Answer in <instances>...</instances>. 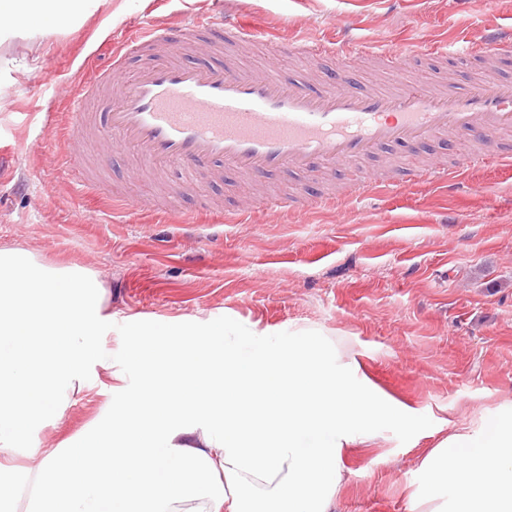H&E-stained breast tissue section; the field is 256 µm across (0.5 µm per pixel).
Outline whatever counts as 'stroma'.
<instances>
[{
	"label": "stroma",
	"mask_w": 512,
	"mask_h": 512,
	"mask_svg": "<svg viewBox=\"0 0 512 512\" xmlns=\"http://www.w3.org/2000/svg\"><path fill=\"white\" fill-rule=\"evenodd\" d=\"M228 15L246 14L289 38L322 36L348 22L358 38L434 40L512 25V0H223ZM106 14L94 0L63 33L31 23L26 38L0 35V130L22 145L0 163V248L20 247L51 265L96 272L106 287L104 313L114 330L135 321L206 323L221 316L254 334L301 326L343 337L381 390L416 411L418 424L476 421L512 405V169L468 173L448 190L415 185L396 198L356 203L338 189L334 170L310 191H336L318 212L258 213L252 224H169L155 205L180 210L201 196L221 211L292 175L259 181L225 175L213 181L174 168L163 179L143 175L130 157L108 151L90 133L79 152L92 183L72 184L58 165L71 147L63 129L65 90L93 78L90 55L144 15L174 23L207 12L212 0H112ZM54 118L56 131L45 128ZM138 197L139 209L112 212L108 193ZM459 223H447L449 212ZM115 379L95 368L58 421L39 425L27 452L7 464L14 479L35 469L64 440L81 441L103 413ZM432 445L411 444L396 431L355 449L336 512H408L421 488L420 461Z\"/></svg>",
	"instance_id": "obj_1"
}]
</instances>
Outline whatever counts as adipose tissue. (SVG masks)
Masks as SVG:
<instances>
[{
  "mask_svg": "<svg viewBox=\"0 0 512 512\" xmlns=\"http://www.w3.org/2000/svg\"><path fill=\"white\" fill-rule=\"evenodd\" d=\"M78 0H0V31L68 28ZM140 385L112 388L84 439L28 474L27 512H335L345 451L401 431L408 407L360 377L319 329L251 350L211 329L168 326L126 345ZM409 512H512V407L440 437Z\"/></svg>",
  "mask_w": 512,
  "mask_h": 512,
  "instance_id": "obj_1",
  "label": "adipose tissue"
}]
</instances>
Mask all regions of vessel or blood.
Masks as SVG:
<instances>
[{"label": "vessel or blood", "instance_id": "b4317fda", "mask_svg": "<svg viewBox=\"0 0 512 512\" xmlns=\"http://www.w3.org/2000/svg\"><path fill=\"white\" fill-rule=\"evenodd\" d=\"M264 44L271 65L244 71L224 60V43ZM288 53L298 66L280 78L274 65ZM143 66L130 69L134 59ZM357 58L379 62L390 82L369 87L352 69ZM446 60L467 68L486 60L512 61V29H495L482 39L452 43L420 38L394 44H363L352 35L287 45L270 40L265 29L232 20L222 9L202 14L170 33L144 18L112 48L96 83L112 85L106 115L89 111L95 85L75 91L65 133L75 137L91 126L112 133L114 149H131L141 169L154 175L171 166L223 175L281 171L312 174L327 168L361 169L376 154L396 146L419 147L466 136L452 167L431 165L405 170L402 177L354 178L350 198L377 185L402 191L416 184L452 182L465 171L512 164V149L497 150L512 133V79L478 77L434 84L422 64ZM331 61L324 78L309 81L311 61ZM334 197L275 195L258 207L235 210L236 223L249 224L255 211H306L332 206Z\"/></svg>", "mask_w": 512, "mask_h": 512}]
</instances>
